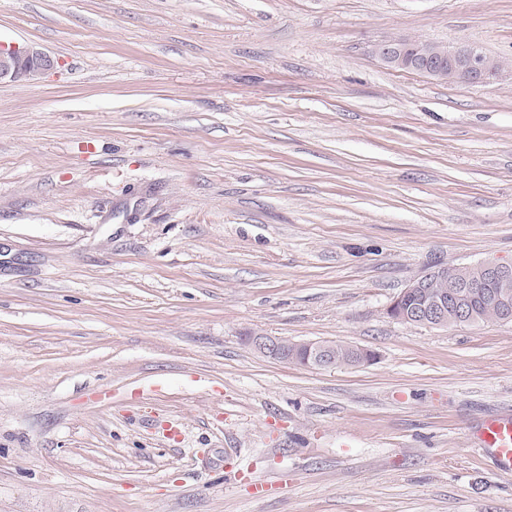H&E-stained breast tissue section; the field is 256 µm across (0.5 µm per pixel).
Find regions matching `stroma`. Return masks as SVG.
Here are the masks:
<instances>
[{
    "label": "stroma",
    "mask_w": 512,
    "mask_h": 512,
    "mask_svg": "<svg viewBox=\"0 0 512 512\" xmlns=\"http://www.w3.org/2000/svg\"><path fill=\"white\" fill-rule=\"evenodd\" d=\"M394 37L512 63V0H0L59 61L0 84V512H512L470 438L512 322L388 313L512 262V75L390 68ZM335 342H297L281 336L258 334L249 337V345L264 356L282 363H288V349L307 355L308 366L329 367L330 351Z\"/></svg>",
    "instance_id": "stroma-1"
}]
</instances>
